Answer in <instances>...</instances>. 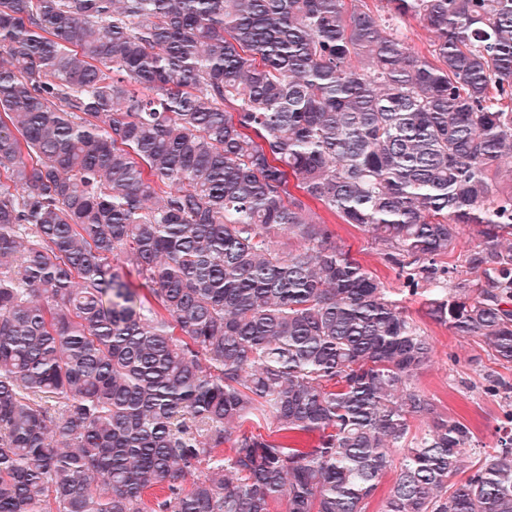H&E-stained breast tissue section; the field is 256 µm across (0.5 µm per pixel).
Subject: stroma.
I'll use <instances>...</instances> for the list:
<instances>
[{"label": "stroma", "instance_id": "stroma-1", "mask_svg": "<svg viewBox=\"0 0 512 512\" xmlns=\"http://www.w3.org/2000/svg\"><path fill=\"white\" fill-rule=\"evenodd\" d=\"M325 220L335 231L339 244L349 248L387 287L400 288L396 270L385 263L379 246L364 231L341 223L331 214ZM405 305L435 345L431 361L419 375V386L435 398L439 412L463 421L478 443L494 447L503 420V403L500 398L484 395L481 388L490 375L512 378V368H503L491 359L480 339L456 336L449 327L425 319L417 298L406 299Z\"/></svg>", "mask_w": 512, "mask_h": 512}]
</instances>
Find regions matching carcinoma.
<instances>
[{"mask_svg": "<svg viewBox=\"0 0 512 512\" xmlns=\"http://www.w3.org/2000/svg\"><path fill=\"white\" fill-rule=\"evenodd\" d=\"M506 156L512 0H0V512H512L319 213L511 365ZM478 244V240L475 239L472 227L469 226H461L460 229V244L456 248V251L449 255L448 258H445V262H448L450 265H457L458 269L461 265L465 264V258L467 252L465 250L471 249Z\"/></svg>", "mask_w": 512, "mask_h": 512, "instance_id": "obj_1", "label": "carcinoma"}]
</instances>
